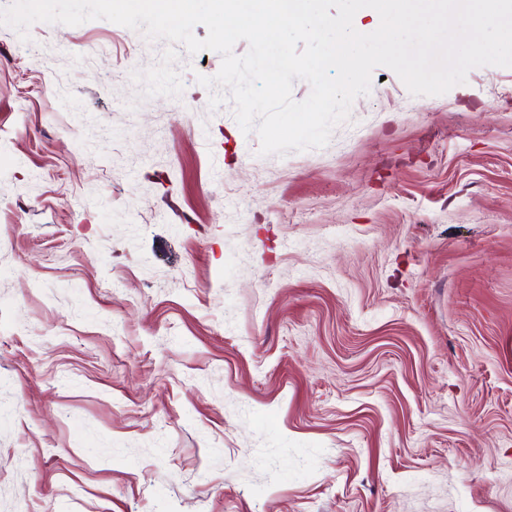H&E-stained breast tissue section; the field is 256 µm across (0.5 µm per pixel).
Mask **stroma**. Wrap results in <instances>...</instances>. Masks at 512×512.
<instances>
[{"label": "stroma", "instance_id": "stroma-1", "mask_svg": "<svg viewBox=\"0 0 512 512\" xmlns=\"http://www.w3.org/2000/svg\"><path fill=\"white\" fill-rule=\"evenodd\" d=\"M0 25V512H512V67H375L263 156L177 46Z\"/></svg>", "mask_w": 512, "mask_h": 512}]
</instances>
